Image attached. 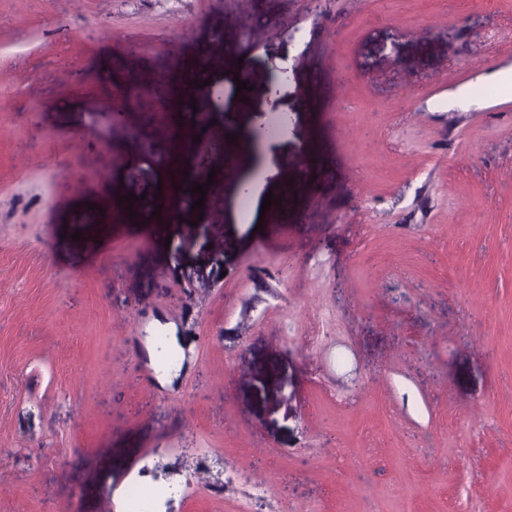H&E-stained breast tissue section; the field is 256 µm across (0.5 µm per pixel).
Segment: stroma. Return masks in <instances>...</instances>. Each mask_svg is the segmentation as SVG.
I'll return each mask as SVG.
<instances>
[{
    "mask_svg": "<svg viewBox=\"0 0 512 512\" xmlns=\"http://www.w3.org/2000/svg\"><path fill=\"white\" fill-rule=\"evenodd\" d=\"M263 2L246 33L247 0H0V512L133 483L159 512H512V92H474L512 73V0ZM278 59L263 232L226 218L254 144L220 105L200 211L91 122L100 79L176 110L190 69L243 68L265 102Z\"/></svg>",
    "mask_w": 512,
    "mask_h": 512,
    "instance_id": "stroma-1",
    "label": "stroma"
}]
</instances>
